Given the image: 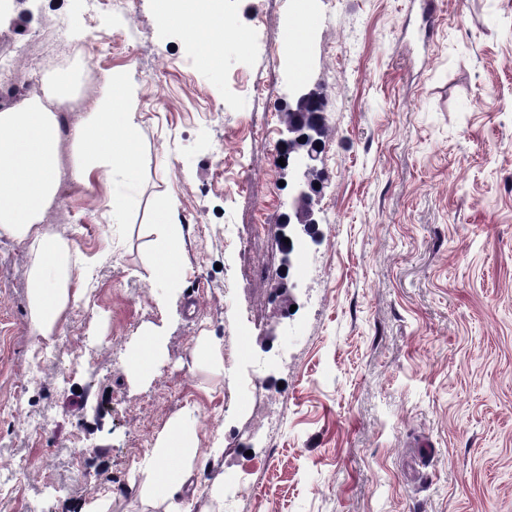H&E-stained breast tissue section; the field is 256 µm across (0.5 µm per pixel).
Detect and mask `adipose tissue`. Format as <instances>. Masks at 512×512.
I'll use <instances>...</instances> for the list:
<instances>
[{"label": "adipose tissue", "mask_w": 512, "mask_h": 512, "mask_svg": "<svg viewBox=\"0 0 512 512\" xmlns=\"http://www.w3.org/2000/svg\"><path fill=\"white\" fill-rule=\"evenodd\" d=\"M164 21L189 27L220 29L211 21L220 14L219 0H162ZM73 77L54 79L50 102L25 99L0 107V237L24 247L31 256L28 272L30 333L40 341L54 335L67 310L85 296L89 276L72 242L45 226L59 189L60 143L69 141L74 180L121 182L112 194L113 214H122L125 188L133 187L142 167L141 122L133 86L121 76L105 75L88 107L69 126H62L58 107L72 97ZM166 229L155 246L149 280L176 282L182 269L181 227L176 205L166 201L155 211ZM198 438L191 412L171 419L150 453L137 468L143 498L166 505L165 512H192L184 492L198 470Z\"/></svg>", "instance_id": "ef3b65f1"}]
</instances>
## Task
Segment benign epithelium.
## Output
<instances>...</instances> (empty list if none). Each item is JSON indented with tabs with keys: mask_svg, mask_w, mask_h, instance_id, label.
<instances>
[{
	"mask_svg": "<svg viewBox=\"0 0 512 512\" xmlns=\"http://www.w3.org/2000/svg\"><path fill=\"white\" fill-rule=\"evenodd\" d=\"M320 93L310 89H301L294 97L291 112H299L308 105L318 101ZM324 134L323 126L310 123L304 127L285 122L281 138L277 143L279 157L284 159L283 169L297 173L294 194L288 203V215L279 224V239L289 240L283 244V265L289 269L296 244L302 240H318V220L312 206V195L316 192L313 175L319 172L321 160L319 145Z\"/></svg>",
	"mask_w": 512,
	"mask_h": 512,
	"instance_id": "7a95c632",
	"label": "benign epithelium"
}]
</instances>
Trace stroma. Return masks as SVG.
Returning <instances> with one entry per match:
<instances>
[{
	"instance_id": "35a3bbf8",
	"label": "stroma",
	"mask_w": 512,
	"mask_h": 512,
	"mask_svg": "<svg viewBox=\"0 0 512 512\" xmlns=\"http://www.w3.org/2000/svg\"><path fill=\"white\" fill-rule=\"evenodd\" d=\"M223 66L159 20V0L90 14L24 0L0 51L58 24L84 64L125 76L144 161L113 187L64 181L48 221L96 277L52 343L29 331L31 258L0 238V512H163L119 494L171 418L192 409L194 512H512V0H221ZM324 98L319 242L282 266L291 171L281 114ZM176 202L183 267L149 282L155 207ZM293 285L294 313L278 285ZM154 376L123 370L147 330ZM224 343V371L193 348ZM283 408L273 433L252 434ZM28 420L32 432L18 430ZM259 472H251V463Z\"/></svg>"
}]
</instances>
